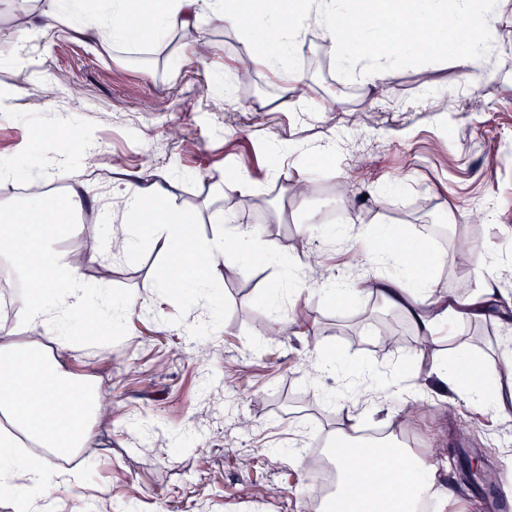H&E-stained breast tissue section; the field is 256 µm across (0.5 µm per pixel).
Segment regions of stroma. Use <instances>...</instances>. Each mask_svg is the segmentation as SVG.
Wrapping results in <instances>:
<instances>
[{
  "mask_svg": "<svg viewBox=\"0 0 512 512\" xmlns=\"http://www.w3.org/2000/svg\"><path fill=\"white\" fill-rule=\"evenodd\" d=\"M14 8L0 0V93L10 97L0 110V157L33 158L60 181L57 158L71 152L61 131L78 125L92 143L96 165L71 152L88 218L76 238L103 254L82 273L90 303L110 311L105 341L90 346L73 331L56 348L71 373L98 382L105 411L80 455L82 486L51 485L45 512H88L105 499L124 512H307L313 480L297 447L326 439L353 400L341 373L316 369L320 354L351 367L409 365L423 394L369 405L362 429L383 431L414 407L401 440L436 465L438 489L452 494L446 512H484L478 487L461 478L460 455L482 449L499 478L512 481V420L454 392H431L432 360L420 358V340L398 312L328 292L351 269L347 211L362 227L424 240L434 258L426 274L441 292L473 291L512 261V158L502 153L512 145V57L494 64L485 85L460 82L449 58L431 57L405 60L369 87L360 70L337 68L338 47L314 32L306 56L293 60L305 89L283 104L274 76L258 70L273 88L269 110L258 112V93L236 75L253 44L234 30L209 26L213 50L202 62L183 53L176 34L107 47L71 31L20 40ZM38 78L46 95L34 102L27 88ZM332 139L340 149L321 155ZM277 143L299 157L268 166ZM236 172L257 192L217 196L216 185ZM140 176L194 215L198 238L220 231L222 211H231L275 246L277 261L261 252L247 262L230 250L216 289L186 300L163 288L171 270L152 242L133 232L127 247L114 248L112 227L96 220L105 208L121 219V190ZM303 179L308 194L293 198ZM382 184L388 197L374 201ZM436 228L450 239L473 234L487 266L449 255ZM310 252L317 266L304 263ZM146 295L158 300L152 312L127 309ZM500 329L494 321L459 325L442 354L508 352Z\"/></svg>",
  "mask_w": 512,
  "mask_h": 512,
  "instance_id": "35a3bbf8",
  "label": "stroma"
}]
</instances>
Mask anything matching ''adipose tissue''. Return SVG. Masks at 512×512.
Masks as SVG:
<instances>
[{"label":"adipose tissue","mask_w":512,"mask_h":512,"mask_svg":"<svg viewBox=\"0 0 512 512\" xmlns=\"http://www.w3.org/2000/svg\"><path fill=\"white\" fill-rule=\"evenodd\" d=\"M33 11L14 16L18 38L33 30L45 32L63 27L92 30L103 41H160L170 34L183 37L184 47L199 55L207 46L208 24L251 33L263 31L267 48L250 56L254 67L268 70L283 81L287 90L298 89L302 75L289 65L295 47L301 46L312 28L341 48L336 63L353 68L356 61L371 64L364 80L374 83L393 76L398 64L409 58L433 55L450 57L460 78L471 85L492 79L483 52L500 43L498 0H483L471 10L468 0H38ZM449 12L447 29L424 34L418 22L431 12ZM167 189L147 178L126 183L124 214L131 227L146 231L170 262L187 267L190 277L202 284L217 276V258L232 245L249 246L251 230L225 226L223 234L198 240L188 233L193 215L169 206ZM61 208L57 197L35 194L22 205L21 220L0 223V244L32 293L23 298V317L28 332L37 334L34 343L23 344L11 333L0 335V495H14L25 512H33L50 485L48 462L17 455V448L33 442L68 456L90 447L91 430L101 413L100 393L76 381L46 340L67 335L71 315L88 316L97 332H104L105 316L86 298V283L80 268L58 251L55 240L43 235ZM370 251L388 256L406 271L411 281L393 277L367 276L356 291L379 298L399 310L420 337L424 350L434 349L441 329L488 318L512 324V305L495 279L482 280L465 295L433 294L430 280L420 274L419 261L427 253L421 243L399 244L394 233L374 231L364 238ZM496 359L466 357L454 366L440 364L434 375L440 387H453L467 398L488 407L495 416L512 420V390L494 384L500 370ZM504 370L512 379V363ZM352 389L360 390L364 402L404 391L408 375L393 368L382 375L372 367L347 370ZM334 444L330 459L336 466V493L325 501V512H415L419 495L434 490L436 467L402 448L394 470L382 475L373 464L374 451H367L356 466H349L342 450L359 442V425L352 412H345L331 434ZM414 487L412 496L400 492L402 485Z\"/></svg>","instance_id":"1"}]
</instances>
